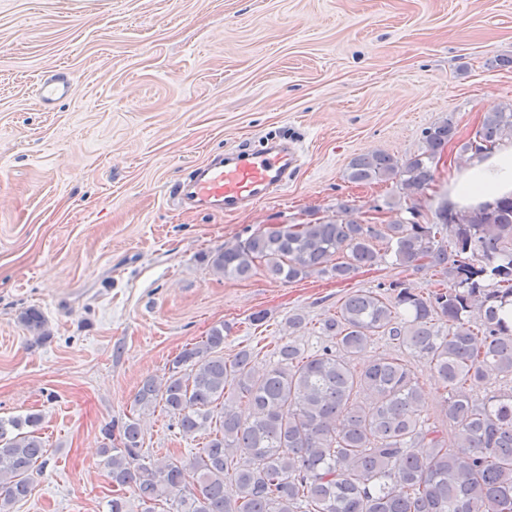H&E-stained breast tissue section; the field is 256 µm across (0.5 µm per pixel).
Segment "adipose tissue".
<instances>
[{"label": "adipose tissue", "mask_w": 512, "mask_h": 512, "mask_svg": "<svg viewBox=\"0 0 512 512\" xmlns=\"http://www.w3.org/2000/svg\"><path fill=\"white\" fill-rule=\"evenodd\" d=\"M512 196V143L473 159L452 177L448 202L458 210L474 208Z\"/></svg>", "instance_id": "obj_1"}]
</instances>
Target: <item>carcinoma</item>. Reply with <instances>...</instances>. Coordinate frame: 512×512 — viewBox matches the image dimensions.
Instances as JSON below:
<instances>
[{
    "label": "carcinoma",
    "mask_w": 512,
    "mask_h": 512,
    "mask_svg": "<svg viewBox=\"0 0 512 512\" xmlns=\"http://www.w3.org/2000/svg\"><path fill=\"white\" fill-rule=\"evenodd\" d=\"M457 134L453 116L428 127L422 153L353 158L352 182H394L406 198L434 180L432 166ZM512 141V105L485 116L463 151L489 153ZM339 207L316 223L269 224L212 257V270L246 280L262 269L293 283L329 275L338 283L385 259L440 275L422 295L394 286L345 296L322 322L326 344L304 357L284 344L277 361L256 364L242 348L224 357V330L213 325L143 381L138 414L162 407L183 435L209 431L188 458L146 457L132 417L103 449L112 479L108 512H512V389L474 396L490 372L512 375V198L458 211L443 200L435 221L396 217L362 224ZM384 336L433 366L451 398L443 419L421 414L413 366L389 353L356 369L353 357ZM368 392L372 399H359ZM252 405L241 417L232 396ZM41 417H0V512L26 498L47 462Z\"/></svg>",
    "instance_id": "obj_1"
}]
</instances>
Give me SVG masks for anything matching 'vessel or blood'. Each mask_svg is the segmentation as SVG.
Masks as SVG:
<instances>
[{
  "instance_id": "obj_1",
  "label": "vessel or blood",
  "mask_w": 512,
  "mask_h": 512,
  "mask_svg": "<svg viewBox=\"0 0 512 512\" xmlns=\"http://www.w3.org/2000/svg\"><path fill=\"white\" fill-rule=\"evenodd\" d=\"M71 91L66 72L56 70L44 75L37 94L41 104L48 107ZM297 166L298 156L292 147L242 149L228 161L192 169L187 180L176 183L175 193L201 210L230 213L244 204L268 199L287 182Z\"/></svg>"
}]
</instances>
